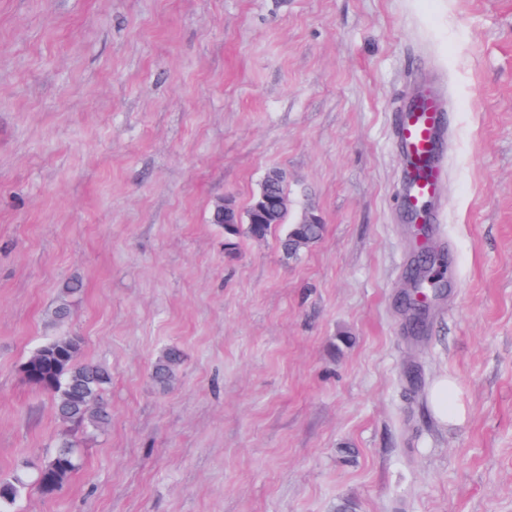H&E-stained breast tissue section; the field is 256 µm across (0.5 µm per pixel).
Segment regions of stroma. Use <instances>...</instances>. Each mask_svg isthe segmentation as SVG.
Segmentation results:
<instances>
[{
	"mask_svg": "<svg viewBox=\"0 0 512 512\" xmlns=\"http://www.w3.org/2000/svg\"><path fill=\"white\" fill-rule=\"evenodd\" d=\"M436 76L455 112L424 236L392 120ZM272 169L322 240L227 253L213 204ZM422 245L452 278L415 338ZM70 335L111 370V420L17 512H512V0H0V476L55 449L21 368ZM183 361V354L177 347L165 348L152 368V378L161 389L173 386L179 367ZM454 383L443 377L435 382L430 392V408L435 417L443 424L453 422L460 414L458 405L454 404Z\"/></svg>",
	"mask_w": 512,
	"mask_h": 512,
	"instance_id": "35a3bbf8",
	"label": "stroma"
}]
</instances>
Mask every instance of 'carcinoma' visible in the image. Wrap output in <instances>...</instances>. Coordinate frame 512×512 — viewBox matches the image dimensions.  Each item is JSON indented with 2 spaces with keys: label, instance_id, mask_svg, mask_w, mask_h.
Wrapping results in <instances>:
<instances>
[{
  "label": "carcinoma",
  "instance_id": "1",
  "mask_svg": "<svg viewBox=\"0 0 512 512\" xmlns=\"http://www.w3.org/2000/svg\"><path fill=\"white\" fill-rule=\"evenodd\" d=\"M268 191L279 202L277 223L267 224L252 207L243 211L244 223L224 225V245L235 250L243 238L263 240L286 224L288 197L285 182L268 187ZM324 225L287 224L279 236L280 249L289 258H298L301 253L315 245L323 236ZM428 261L418 264L411 261L408 287L413 289L411 299L416 305L425 301L419 298L420 289L428 288L438 296L448 287L445 256L431 249L423 250ZM183 354L176 347L165 348L152 368L155 384L168 389L173 386ZM22 373L28 384L48 394L52 400L53 412L58 422L90 432L103 430L109 421V411L103 402V393L111 382L109 370L87 360L82 352V343L76 336H56L38 346L22 364ZM76 439L64 435L57 449L35 467L34 484L45 496L58 493L78 469L75 454ZM23 462L12 475L0 478V512H16L18 500L29 486L27 470Z\"/></svg>",
  "mask_w": 512,
  "mask_h": 512
}]
</instances>
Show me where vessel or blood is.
<instances>
[{
    "instance_id": "vessel-or-blood-1",
    "label": "vessel or blood",
    "mask_w": 512,
    "mask_h": 512,
    "mask_svg": "<svg viewBox=\"0 0 512 512\" xmlns=\"http://www.w3.org/2000/svg\"><path fill=\"white\" fill-rule=\"evenodd\" d=\"M451 109L443 95L428 91L417 107L399 112L393 127L405 165L402 204L415 221L424 224L433 220L428 205L439 196L447 174L438 145L448 136Z\"/></svg>"
}]
</instances>
